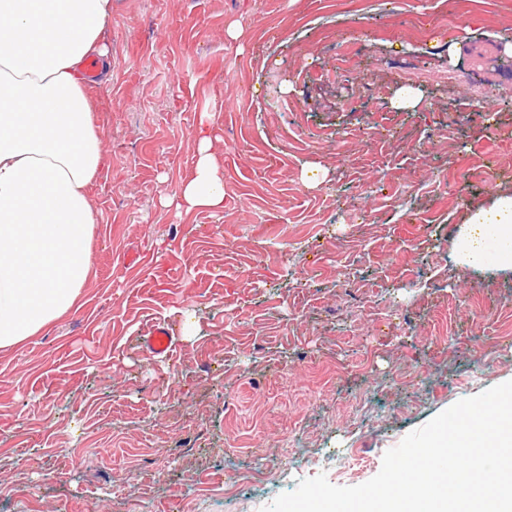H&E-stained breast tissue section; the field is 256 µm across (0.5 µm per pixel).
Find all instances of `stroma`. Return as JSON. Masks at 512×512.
<instances>
[{"label": "stroma", "mask_w": 512, "mask_h": 512, "mask_svg": "<svg viewBox=\"0 0 512 512\" xmlns=\"http://www.w3.org/2000/svg\"><path fill=\"white\" fill-rule=\"evenodd\" d=\"M106 38L94 270L0 349V512H259L512 379V272L450 257L512 193V0H113ZM204 112L224 210L186 215ZM144 347L152 354L169 353L172 348V336L167 326H154L144 337Z\"/></svg>", "instance_id": "1"}]
</instances>
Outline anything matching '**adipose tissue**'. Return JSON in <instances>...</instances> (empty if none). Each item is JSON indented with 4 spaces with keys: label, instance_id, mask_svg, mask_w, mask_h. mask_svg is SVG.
Here are the masks:
<instances>
[{
    "label": "adipose tissue",
    "instance_id": "obj_1",
    "mask_svg": "<svg viewBox=\"0 0 512 512\" xmlns=\"http://www.w3.org/2000/svg\"><path fill=\"white\" fill-rule=\"evenodd\" d=\"M112 0H0V349L71 309L92 270L97 214L88 193L104 164L94 96L82 70L112 58L101 34ZM212 113L199 117L196 162L165 205L224 208ZM470 269L512 271V194L475 211L454 240Z\"/></svg>",
    "mask_w": 512,
    "mask_h": 512
}]
</instances>
